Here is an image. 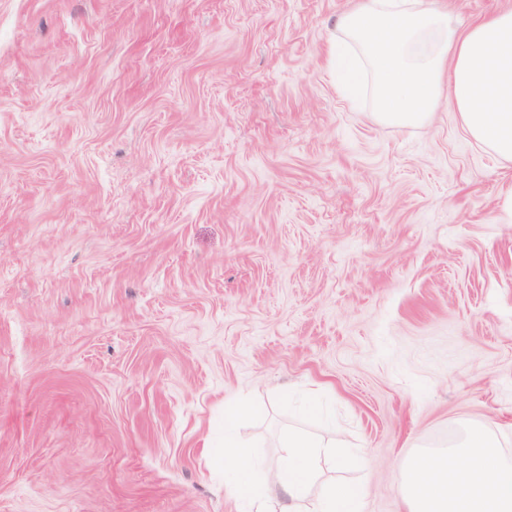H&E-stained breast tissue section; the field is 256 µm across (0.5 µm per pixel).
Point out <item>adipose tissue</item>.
Here are the masks:
<instances>
[{
    "mask_svg": "<svg viewBox=\"0 0 512 512\" xmlns=\"http://www.w3.org/2000/svg\"><path fill=\"white\" fill-rule=\"evenodd\" d=\"M336 29L328 64L341 67L346 44L358 49L372 74L376 122L420 127L445 104L471 138L512 162V10L462 29L428 0H354ZM335 458L334 442L291 433L273 471L280 512H361L353 486L311 492L320 463ZM224 460L236 471L241 497L263 504L250 442L230 436ZM399 494L405 512H512V458L493 436L471 430L447 448L408 455Z\"/></svg>",
    "mask_w": 512,
    "mask_h": 512,
    "instance_id": "ef3b65f1",
    "label": "adipose tissue"
}]
</instances>
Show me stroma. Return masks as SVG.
Listing matches in <instances>:
<instances>
[{"instance_id": "obj_1", "label": "stroma", "mask_w": 512, "mask_h": 512, "mask_svg": "<svg viewBox=\"0 0 512 512\" xmlns=\"http://www.w3.org/2000/svg\"><path fill=\"white\" fill-rule=\"evenodd\" d=\"M349 5L0 0V512H246L231 427L360 455L362 512L512 449V163L350 104Z\"/></svg>"}]
</instances>
